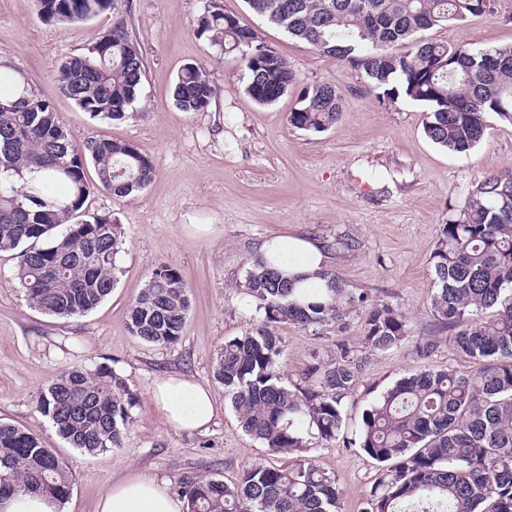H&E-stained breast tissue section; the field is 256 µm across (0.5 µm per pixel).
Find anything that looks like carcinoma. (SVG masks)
<instances>
[{"instance_id": "carcinoma-1", "label": "carcinoma", "mask_w": 512, "mask_h": 512, "mask_svg": "<svg viewBox=\"0 0 512 512\" xmlns=\"http://www.w3.org/2000/svg\"><path fill=\"white\" fill-rule=\"evenodd\" d=\"M248 7L318 53L349 64L380 102L400 98L428 107L424 132L455 153L476 147L490 118L512 122V45L466 48L426 37L435 28L480 14L474 0H245ZM47 23L73 25L114 8V0H35ZM196 33L218 52L240 56L246 91L271 105L299 84L276 49L208 0ZM62 93L91 117L133 116L145 64L127 24L118 20L81 56L57 67ZM216 93L201 63H186L172 87L183 112L205 109ZM343 113L335 85L302 86L288 124L321 133ZM93 165L97 180L86 177ZM151 160L132 146L100 138L76 146L51 104L28 83L0 73V252H18L15 280L27 300L54 316L94 309L115 283L122 245L105 216L75 221L91 194L139 193L153 179ZM430 312L448 343L478 364L471 375L425 369L383 391L362 415L352 439L380 473L365 512H512V173L490 174L442 225L430 254ZM244 287L263 310L262 324L224 340L214 377L231 395L242 430L280 464L246 467L228 484L213 475L185 476L179 491L190 512H341L335 476L319 469L306 437L330 442L345 426V402L361 359L349 346L287 385L277 372L281 324L314 330L345 327L343 288L302 307L289 282L256 258ZM190 293L180 271L156 268L128 313V329L144 341L172 345L182 336ZM408 336L407 316L380 302L367 313L362 342L385 351ZM135 396L111 367L76 366L41 393L37 410L72 447L90 455L120 448L133 423ZM18 491L64 500V462L37 437L0 423V499Z\"/></svg>"}]
</instances>
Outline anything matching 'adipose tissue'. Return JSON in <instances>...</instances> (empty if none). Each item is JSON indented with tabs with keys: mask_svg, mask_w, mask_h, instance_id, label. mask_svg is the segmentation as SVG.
Segmentation results:
<instances>
[{
	"mask_svg": "<svg viewBox=\"0 0 512 512\" xmlns=\"http://www.w3.org/2000/svg\"><path fill=\"white\" fill-rule=\"evenodd\" d=\"M259 255L291 282L293 300L304 304L329 297L327 257L314 239L294 232L276 234L260 245ZM151 397L166 422L181 431L204 430L216 415L211 391L178 376L159 381ZM184 508V501L169 494L162 483L139 475L108 487L98 502V512H183Z\"/></svg>",
	"mask_w": 512,
	"mask_h": 512,
	"instance_id": "ef3b65f1",
	"label": "adipose tissue"
}]
</instances>
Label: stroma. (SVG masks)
I'll return each mask as SVG.
<instances>
[{"label":"stroma","mask_w":512,"mask_h":512,"mask_svg":"<svg viewBox=\"0 0 512 512\" xmlns=\"http://www.w3.org/2000/svg\"><path fill=\"white\" fill-rule=\"evenodd\" d=\"M218 2L275 47L301 81L335 85L344 112L333 127L312 133L289 126L294 90L269 106L252 101L240 62L195 32L205 0H115L113 12L70 29L44 23L34 0H0V65L53 104L76 145L112 138L147 155L155 167L137 195L99 191L86 203L87 213L109 216L124 232L117 282L91 311L56 317L30 305L14 279L16 253L0 252V422L28 429L64 460L72 484L65 512H97L103 491L131 474L163 482L174 494L186 475L216 473L230 483L253 463H281V456L243 432L229 395L213 377L225 339L262 318L243 282L268 236L291 231L316 237L327 249L330 270L356 298L345 307V329L279 328L285 383L300 381L340 343L364 360L345 404L343 432L332 442H308V458L334 474L343 490L342 512H363L379 474L376 462L349 443L371 400L424 368L477 370L449 345L430 314L429 257L442 225L472 186L489 172L512 169V122L492 119L482 144L462 154L447 151L423 132L425 105L379 103L348 64L288 38L245 0ZM118 17L133 31L146 79L137 114L103 123L61 93L56 69L62 59L86 53ZM429 36L466 47L511 45L512 0H499L496 13ZM187 62L205 64L216 86L200 112L180 111L172 100L174 76ZM196 224L213 231L194 233ZM164 264L180 270L191 297L184 334L171 346L146 343L128 329L130 305ZM377 301L405 313L408 336L396 348L374 352L362 345L361 328ZM426 341L436 347L423 358L418 346ZM101 364L121 375L138 404L123 446L88 455L58 435L36 402L64 372ZM171 374L212 391L217 412L207 430L179 431L153 405L152 387Z\"/></svg>","instance_id":"1"}]
</instances>
